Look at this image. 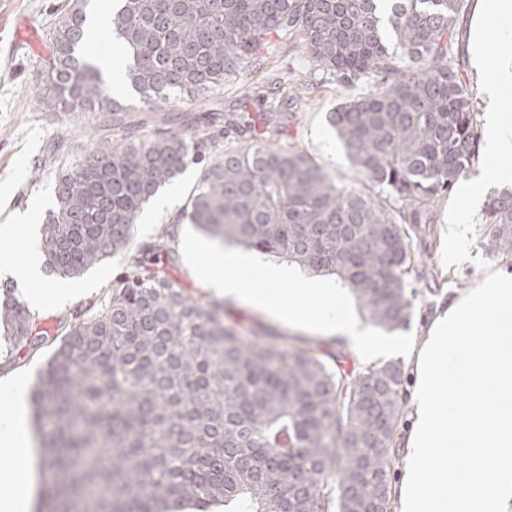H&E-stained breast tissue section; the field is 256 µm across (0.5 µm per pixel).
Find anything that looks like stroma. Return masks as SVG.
Instances as JSON below:
<instances>
[{"label":"stroma","instance_id":"1","mask_svg":"<svg viewBox=\"0 0 512 512\" xmlns=\"http://www.w3.org/2000/svg\"><path fill=\"white\" fill-rule=\"evenodd\" d=\"M76 0H0V225L15 217L32 214L33 221L18 226L13 235L0 236V253H19L24 239L40 237V226L56 205L57 177L83 162L104 146L122 144L120 132L103 130L95 113L71 111L48 105L46 83L53 64L50 32ZM479 0H462L451 40L448 62L471 89L478 118H485L488 102L484 80L473 63V41L482 39L488 56L487 66L506 73L512 64L500 54L497 27L487 25L476 31ZM262 64H247L227 79L218 91L207 97L182 96L172 100L168 111L185 115L186 133L210 123L213 131H223L232 115L260 119L259 96L275 90L277 98L291 99L287 119L281 120L277 146L296 148L308 154L337 183L372 193L370 183L360 180L346 156L327 115L341 103L362 96L366 85L349 84L313 68L298 42L270 37L260 50ZM490 165L485 153H478L462 186L478 190V200L470 208V222L463 225V249H456L448 232V212L459 202L451 191L435 206L432 221L420 225L411 237V250L418 263L414 281L419 294L407 333L426 335L434 317L447 307L457 291L471 287L491 266L512 267V258L493 257L483 245L482 217L495 185L483 178ZM200 164H189L176 181L145 206L139 215L130 249L153 238L160 225L189 221L178 215L186 206L203 173ZM456 258H449V251ZM124 255L103 260L77 277L81 292L66 302L47 300L35 312L39 328L56 331L60 321L71 318L99 302L114 279L127 273Z\"/></svg>","mask_w":512,"mask_h":512}]
</instances>
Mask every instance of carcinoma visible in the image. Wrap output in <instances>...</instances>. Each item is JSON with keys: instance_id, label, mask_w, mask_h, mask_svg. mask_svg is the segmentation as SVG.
<instances>
[{"instance_id": "cac0c4a2", "label": "carcinoma", "mask_w": 512, "mask_h": 512, "mask_svg": "<svg viewBox=\"0 0 512 512\" xmlns=\"http://www.w3.org/2000/svg\"><path fill=\"white\" fill-rule=\"evenodd\" d=\"M461 0H117L109 33L125 79L153 111L173 96L209 95L256 60L269 34L297 39L318 69L372 80L330 113L374 196L340 187L306 153L270 143L211 159L186 217L211 238L336 275L366 319L408 323L417 291L409 232L466 177L480 134L472 94L448 66ZM87 15L54 27L50 100L108 115L124 106L82 61ZM106 147L61 173L42 224L48 271L77 277L117 253L130 272L69 323L31 394L48 490L37 512H390L394 447L404 417L400 361L347 370L314 340L224 320V302L191 296L161 265L178 227L127 252L143 207L216 142L159 130ZM400 222H395V219ZM485 248L512 257V190L483 215ZM28 307L0 301L10 353L43 340Z\"/></svg>"}]
</instances>
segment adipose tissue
<instances>
[{
    "label": "adipose tissue",
    "instance_id": "1",
    "mask_svg": "<svg viewBox=\"0 0 512 512\" xmlns=\"http://www.w3.org/2000/svg\"><path fill=\"white\" fill-rule=\"evenodd\" d=\"M474 62L484 69L489 116L485 148L498 160L486 177H512V124L499 108L505 83L488 69L482 41ZM399 512H512V269L487 271L449 300L416 346ZM22 379L0 381V446L16 451L0 474L11 487L0 512H32L41 456L27 423Z\"/></svg>",
    "mask_w": 512,
    "mask_h": 512
}]
</instances>
